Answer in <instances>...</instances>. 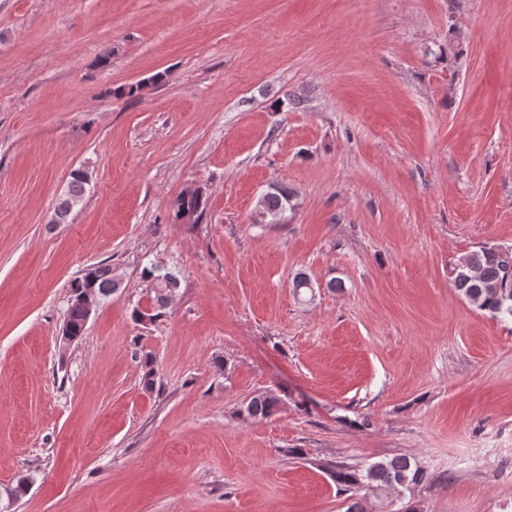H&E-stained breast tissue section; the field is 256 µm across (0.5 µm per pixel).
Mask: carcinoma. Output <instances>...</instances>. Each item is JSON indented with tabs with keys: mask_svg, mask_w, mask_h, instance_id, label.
Masks as SVG:
<instances>
[{
	"mask_svg": "<svg viewBox=\"0 0 512 512\" xmlns=\"http://www.w3.org/2000/svg\"><path fill=\"white\" fill-rule=\"evenodd\" d=\"M86 180L77 172L73 175L68 193L57 204L54 215L57 222L67 221L71 210L83 198ZM293 191L285 186L266 192L259 200L265 216L278 221L286 212ZM206 200L198 189L185 190L171 202L173 223L183 222L186 215L199 219L204 214ZM141 277L150 286L149 302L136 305L131 318L137 325L147 326L166 316L172 303L171 290L180 287L178 272L158 264L142 268ZM454 285L459 294L471 305L493 317L512 319V248L485 244L459 258L456 264ZM118 287L112 266L97 263L88 266L70 283L65 330L70 340L82 336L86 329L87 310L82 296L91 292L99 299L107 298ZM141 384L145 391L156 388L154 360L147 355L142 360ZM280 397L265 392L252 397L243 413L256 419L270 416L280 404ZM336 483L358 493L346 512H373L394 504L391 495L402 492L430 479L427 471L407 457L395 456L370 463L362 468L343 464L335 465Z\"/></svg>",
	"mask_w": 512,
	"mask_h": 512,
	"instance_id": "obj_1",
	"label": "carcinoma"
}]
</instances>
